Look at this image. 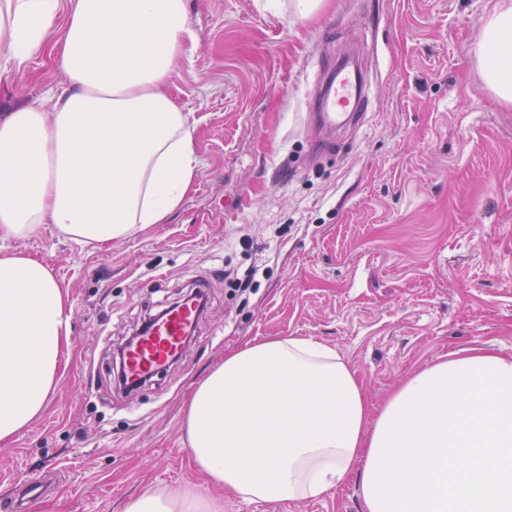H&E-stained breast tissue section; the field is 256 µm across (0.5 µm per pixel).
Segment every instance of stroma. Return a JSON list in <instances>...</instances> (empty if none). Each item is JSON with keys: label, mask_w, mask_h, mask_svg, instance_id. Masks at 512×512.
Returning <instances> with one entry per match:
<instances>
[{"label": "stroma", "mask_w": 512, "mask_h": 512, "mask_svg": "<svg viewBox=\"0 0 512 512\" xmlns=\"http://www.w3.org/2000/svg\"><path fill=\"white\" fill-rule=\"evenodd\" d=\"M498 0H188L197 42L168 93L196 123L192 190L165 224L83 245L46 224L0 248L39 258L67 288L70 357L46 413L0 443V504L52 475L37 512H124L140 493L191 487L224 512H363L354 485L315 500L245 502L194 465L183 407L239 345L326 343L372 407L415 369L485 344L512 355V106L473 49ZM354 51L372 110L313 154L307 95L323 59ZM67 84L56 56L0 77V115ZM256 268L253 292L227 273ZM207 304L175 364L139 389L112 354L189 290Z\"/></svg>", "instance_id": "obj_1"}]
</instances>
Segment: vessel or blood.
<instances>
[{
  "mask_svg": "<svg viewBox=\"0 0 512 512\" xmlns=\"http://www.w3.org/2000/svg\"><path fill=\"white\" fill-rule=\"evenodd\" d=\"M370 103V88L358 68L339 63L333 65L331 70L319 71L310 107L317 125L325 131L326 136L315 141V148L321 150L328 147V135L358 122ZM197 320L195 308L185 305L154 325L129 349L125 358L127 376L138 379L157 372L180 352L189 328L194 327Z\"/></svg>",
  "mask_w": 512,
  "mask_h": 512,
  "instance_id": "b4317fda",
  "label": "vessel or blood"
}]
</instances>
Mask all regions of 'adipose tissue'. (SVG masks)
<instances>
[{
    "label": "adipose tissue",
    "instance_id": "adipose-tissue-1",
    "mask_svg": "<svg viewBox=\"0 0 512 512\" xmlns=\"http://www.w3.org/2000/svg\"><path fill=\"white\" fill-rule=\"evenodd\" d=\"M49 39L67 76L52 111L0 117V237L53 224L106 244L165 223L198 167L195 123L166 90L197 40L186 0H0L1 72H24ZM475 47L486 87L512 104V0ZM70 335L51 269L0 250V442L45 412ZM184 424L196 467L244 500L317 499L350 482L364 512H512V356L483 346L425 364L375 409L334 348L247 342L196 385ZM124 512L224 505L184 488L144 492Z\"/></svg>",
    "mask_w": 512,
    "mask_h": 512
}]
</instances>
